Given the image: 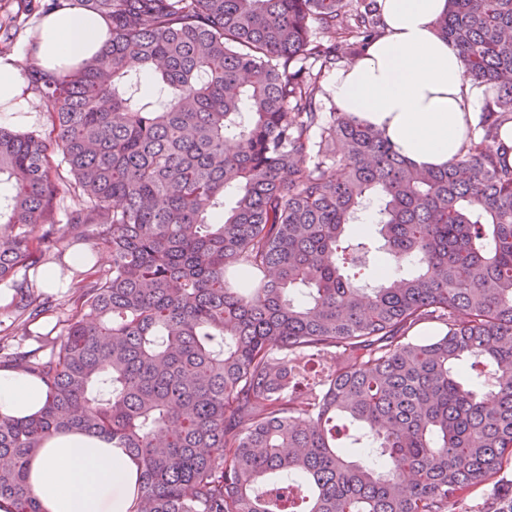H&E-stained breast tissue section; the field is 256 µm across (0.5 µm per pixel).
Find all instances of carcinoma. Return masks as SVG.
I'll return each mask as SVG.
<instances>
[{
  "instance_id": "obj_1",
  "label": "carcinoma",
  "mask_w": 512,
  "mask_h": 512,
  "mask_svg": "<svg viewBox=\"0 0 512 512\" xmlns=\"http://www.w3.org/2000/svg\"><path fill=\"white\" fill-rule=\"evenodd\" d=\"M65 1L110 39L23 68L48 127L0 126V282L25 323L58 309L14 276L43 275L64 198L111 264L71 282L49 355L3 353L49 394L0 418L10 512H40L28 462L74 431L135 459L129 512H457L477 485L512 512V0H448L493 105L429 170L322 110L325 71L381 34L373 0L23 8ZM373 204L379 238L352 236Z\"/></svg>"
}]
</instances>
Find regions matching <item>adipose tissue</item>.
<instances>
[{
    "label": "adipose tissue",
    "mask_w": 512,
    "mask_h": 512,
    "mask_svg": "<svg viewBox=\"0 0 512 512\" xmlns=\"http://www.w3.org/2000/svg\"><path fill=\"white\" fill-rule=\"evenodd\" d=\"M384 34L353 63L336 69L328 93L339 111L383 133L419 169L446 166L461 154L483 103L482 90L463 76L455 46L438 20L448 0H378ZM110 25L77 5L43 17L35 50L48 71L76 69L101 51ZM21 59L0 58V112L23 116L31 107L20 79ZM47 387L19 368H0V416L39 414ZM138 466L123 449L77 433L49 437L29 464L41 512H129Z\"/></svg>",
    "instance_id": "obj_1"
}]
</instances>
